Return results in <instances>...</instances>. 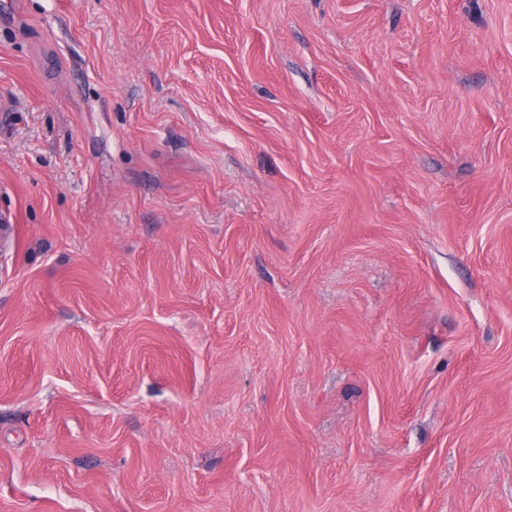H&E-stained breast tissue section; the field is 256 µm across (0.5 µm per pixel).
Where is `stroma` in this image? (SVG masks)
Segmentation results:
<instances>
[{"label": "stroma", "instance_id": "obj_1", "mask_svg": "<svg viewBox=\"0 0 512 512\" xmlns=\"http://www.w3.org/2000/svg\"><path fill=\"white\" fill-rule=\"evenodd\" d=\"M0 512H512V0H12Z\"/></svg>", "mask_w": 512, "mask_h": 512}]
</instances>
